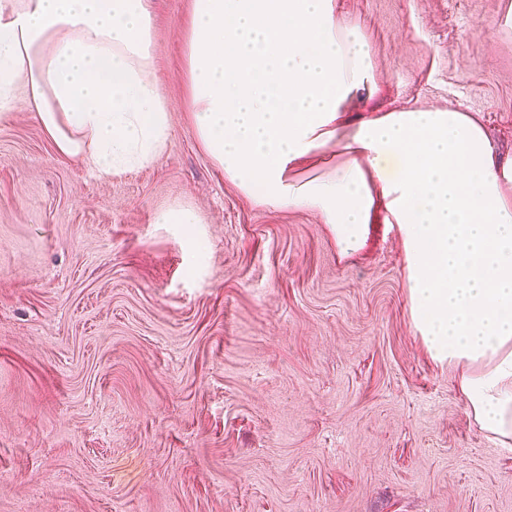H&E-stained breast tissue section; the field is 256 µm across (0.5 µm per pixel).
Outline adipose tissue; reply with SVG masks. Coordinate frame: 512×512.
I'll return each mask as SVG.
<instances>
[{"label": "adipose tissue", "mask_w": 512, "mask_h": 512, "mask_svg": "<svg viewBox=\"0 0 512 512\" xmlns=\"http://www.w3.org/2000/svg\"><path fill=\"white\" fill-rule=\"evenodd\" d=\"M192 122L239 190L308 210L341 253L397 225L412 324L489 439L512 450V159L470 113L423 107L359 122L368 43L335 0H194ZM148 0H0V112L25 101L56 152L108 175L146 164L171 132ZM336 151L334 170L297 164Z\"/></svg>", "instance_id": "1"}]
</instances>
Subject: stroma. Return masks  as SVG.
<instances>
[{
  "instance_id": "1",
  "label": "stroma",
  "mask_w": 512,
  "mask_h": 512,
  "mask_svg": "<svg viewBox=\"0 0 512 512\" xmlns=\"http://www.w3.org/2000/svg\"><path fill=\"white\" fill-rule=\"evenodd\" d=\"M377 85L350 116L472 113L512 158V0H335ZM151 0L155 162L59 157L0 119V512H512V452L411 322L399 233L341 254L242 193L190 119L184 23ZM187 208L194 224H161Z\"/></svg>"
}]
</instances>
